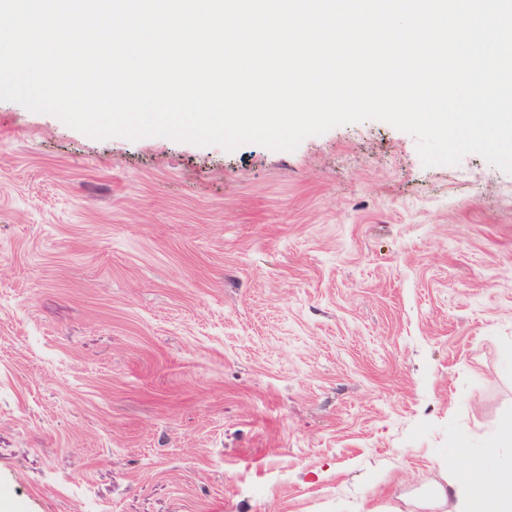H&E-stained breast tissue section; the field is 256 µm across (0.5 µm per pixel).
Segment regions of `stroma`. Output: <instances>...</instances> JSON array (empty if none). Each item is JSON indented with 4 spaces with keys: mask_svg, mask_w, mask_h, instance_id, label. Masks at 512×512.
Instances as JSON below:
<instances>
[{
    "mask_svg": "<svg viewBox=\"0 0 512 512\" xmlns=\"http://www.w3.org/2000/svg\"><path fill=\"white\" fill-rule=\"evenodd\" d=\"M512 424V174L0 101V512H390Z\"/></svg>",
    "mask_w": 512,
    "mask_h": 512,
    "instance_id": "35a3bbf8",
    "label": "stroma"
}]
</instances>
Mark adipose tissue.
Wrapping results in <instances>:
<instances>
[{
  "label": "adipose tissue",
  "instance_id": "adipose-tissue-1",
  "mask_svg": "<svg viewBox=\"0 0 512 512\" xmlns=\"http://www.w3.org/2000/svg\"><path fill=\"white\" fill-rule=\"evenodd\" d=\"M512 512V461L492 470L449 467L445 482L421 502L422 512Z\"/></svg>",
  "mask_w": 512,
  "mask_h": 512
}]
</instances>
